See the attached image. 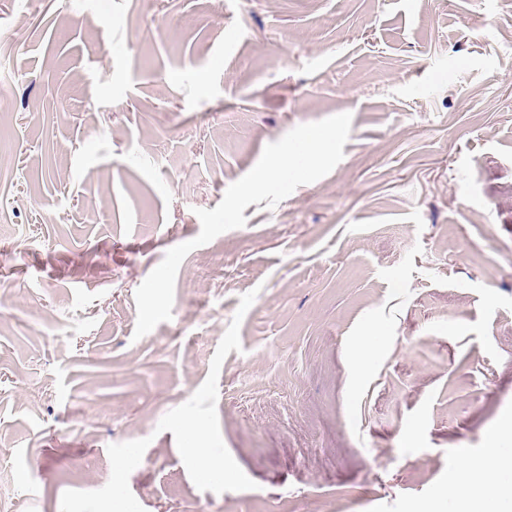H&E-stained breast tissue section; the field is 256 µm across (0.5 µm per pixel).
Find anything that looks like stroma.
Returning <instances> with one entry per match:
<instances>
[{
  "mask_svg": "<svg viewBox=\"0 0 512 512\" xmlns=\"http://www.w3.org/2000/svg\"><path fill=\"white\" fill-rule=\"evenodd\" d=\"M344 112L134 339L196 209ZM0 299L6 512H428L512 417V0H0ZM189 456L196 463L200 477L205 481L224 482L232 473L230 463L212 458L206 448H188Z\"/></svg>",
  "mask_w": 512,
  "mask_h": 512,
  "instance_id": "1",
  "label": "stroma"
}]
</instances>
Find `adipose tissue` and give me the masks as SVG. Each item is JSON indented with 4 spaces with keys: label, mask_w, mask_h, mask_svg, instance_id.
<instances>
[{
    "label": "adipose tissue",
    "mask_w": 512,
    "mask_h": 512,
    "mask_svg": "<svg viewBox=\"0 0 512 512\" xmlns=\"http://www.w3.org/2000/svg\"><path fill=\"white\" fill-rule=\"evenodd\" d=\"M512 431V420L501 423L492 434L486 460L449 473L441 498L452 503L454 512H512V454L497 447L501 433Z\"/></svg>",
    "instance_id": "obj_1"
}]
</instances>
